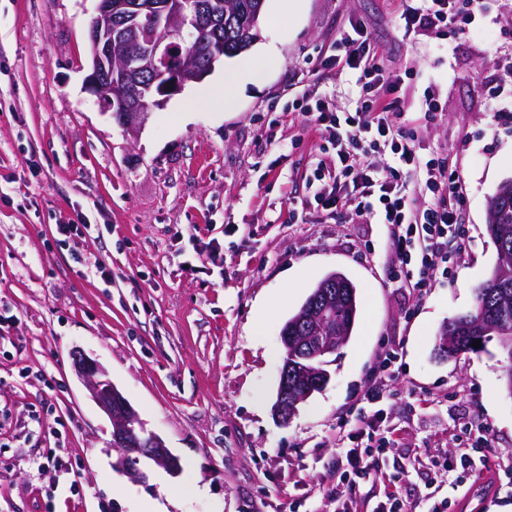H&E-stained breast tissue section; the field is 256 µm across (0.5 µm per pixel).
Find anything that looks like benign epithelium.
Segmentation results:
<instances>
[{
	"mask_svg": "<svg viewBox=\"0 0 512 512\" xmlns=\"http://www.w3.org/2000/svg\"><path fill=\"white\" fill-rule=\"evenodd\" d=\"M186 3L188 0H98L88 26L86 82L104 109L128 128L141 124L150 108L164 106L187 84L202 81L224 55L222 51L212 53L205 65L196 61V34L214 26L215 18L198 0L191 19L185 20ZM142 15L154 23L158 33L147 48L129 55L127 49L136 20ZM146 83L154 87V95L147 100L139 94V88ZM73 366L111 422L110 447L118 452L113 467L135 479L144 477L140 467L143 461L171 474L178 473V458L161 437L145 432L138 412L106 378L100 365L76 351ZM289 369L288 364H283L274 405V414L283 424L295 416L301 401L288 387Z\"/></svg>",
	"mask_w": 512,
	"mask_h": 512,
	"instance_id": "benign-epithelium-1",
	"label": "benign epithelium"
}]
</instances>
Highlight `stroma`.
Segmentation results:
<instances>
[{
	"label": "stroma",
	"mask_w": 512,
	"mask_h": 512,
	"mask_svg": "<svg viewBox=\"0 0 512 512\" xmlns=\"http://www.w3.org/2000/svg\"><path fill=\"white\" fill-rule=\"evenodd\" d=\"M485 3L468 31L440 36L405 31L402 0H302L293 15L263 14L249 53L275 49V66L228 96L239 60L225 59L132 130L85 88L96 0H0V512L103 502L138 512L142 496L169 494V512H297L308 490L309 512H335L336 428L361 408L388 347L402 374L386 403L396 443L385 466L421 459L401 483L414 512L429 483L455 495L454 474L437 476L428 460L457 452L461 423L480 421L512 472L505 354L494 341L437 353L441 328L472 310L497 261L487 210L512 180V120L495 115L512 111V40L491 29L512 0ZM357 23L400 77L406 111L435 107L420 153L447 156L466 187L467 253L421 301L386 279L383 225L313 210L288 221L323 143L291 102L303 92L353 107L357 76L332 53ZM78 216L89 232L62 239L57 225ZM336 271L357 287L355 328L326 387L279 424L281 328ZM76 350L104 368L180 473L113 469L112 426L73 368ZM57 448L72 475L48 462Z\"/></svg>",
	"instance_id": "35a3bbf8"
}]
</instances>
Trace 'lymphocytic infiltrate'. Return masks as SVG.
Segmentation results:
<instances>
[{
    "instance_id": "f902f5d3",
    "label": "lymphocytic infiltrate",
    "mask_w": 512,
    "mask_h": 512,
    "mask_svg": "<svg viewBox=\"0 0 512 512\" xmlns=\"http://www.w3.org/2000/svg\"><path fill=\"white\" fill-rule=\"evenodd\" d=\"M406 29L421 28L439 34L448 24H470L483 10V0H404ZM336 49L347 68L357 71L361 93L353 110L335 112L322 102L302 101L295 109L314 130L329 134L331 154L317 157L308 179L313 201L325 216L340 223L355 219L378 220L387 230L389 282L425 297L437 281L447 277L467 252L466 227L460 215L466 206V189L447 159L421 155L416 148L424 121L405 112L396 95V83L387 78L378 54L360 28L343 33ZM392 162L379 167L378 157ZM401 366L396 351L382 362L385 380L364 396L371 416L339 425L336 445L342 450L341 472L333 497L336 512H361L352 496L362 482L384 486L381 500L369 512H411L403 499L396 475L383 466L393 447L392 432L384 424L381 404L385 382L397 377ZM465 452L432 460L441 473H456L467 483L475 458L489 446L487 432L474 423L460 429Z\"/></svg>"
}]
</instances>
